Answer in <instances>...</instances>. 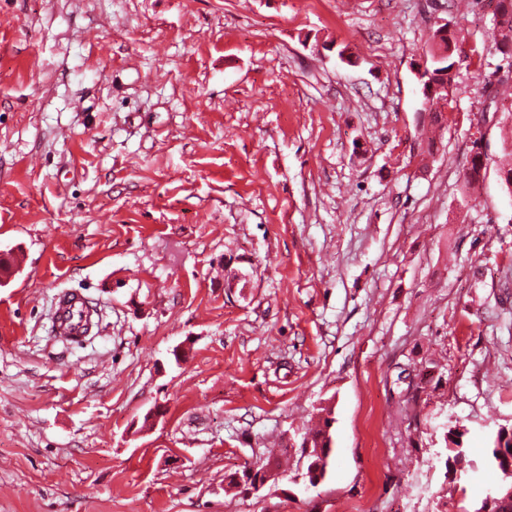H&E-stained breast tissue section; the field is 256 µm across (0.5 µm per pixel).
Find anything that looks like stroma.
Wrapping results in <instances>:
<instances>
[{"mask_svg":"<svg viewBox=\"0 0 512 512\" xmlns=\"http://www.w3.org/2000/svg\"><path fill=\"white\" fill-rule=\"evenodd\" d=\"M492 18L486 0H0V253L19 259L0 287V512L485 496L512 426V66ZM445 22L486 60L437 130L414 69ZM64 292L97 309L82 341L53 331ZM428 361L408 403L402 375ZM326 407L331 468L309 490L297 447ZM455 424L470 465L451 473ZM268 459L282 474L259 495L227 487ZM480 140L476 138L472 142L471 159L464 173V181L468 187H473L478 184L484 177L486 171L487 158L485 156L483 157L480 152Z\"/></svg>","mask_w":512,"mask_h":512,"instance_id":"35a3bbf8","label":"stroma"}]
</instances>
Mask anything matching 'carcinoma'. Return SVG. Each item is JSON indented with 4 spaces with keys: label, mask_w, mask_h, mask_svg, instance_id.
Returning <instances> with one entry per match:
<instances>
[{
    "label": "carcinoma",
    "mask_w": 512,
    "mask_h": 512,
    "mask_svg": "<svg viewBox=\"0 0 512 512\" xmlns=\"http://www.w3.org/2000/svg\"><path fill=\"white\" fill-rule=\"evenodd\" d=\"M494 24L491 39L497 50L505 59H512V0H498L493 12ZM460 43L457 31L446 22L438 25L430 37L426 50L423 70L416 75L422 98V112L428 114L429 123L440 126L445 119L443 108L432 100H440L446 96V90L455 85L461 58L457 52ZM486 171V158L480 152V140L472 142L471 159L464 173L466 186L478 184ZM330 419L324 418L320 429L307 433L304 440L310 447L323 449V457L315 458L316 468L309 462H303L301 478L311 487H317L328 473L331 459V438L329 436ZM465 432L458 428L448 431L446 437L447 459L445 466L449 470L456 469L466 460V449L463 446ZM490 461L499 473L498 484L488 492L475 506L472 512H512V428L498 430L490 448Z\"/></svg>",
    "instance_id": "obj_1"
}]
</instances>
